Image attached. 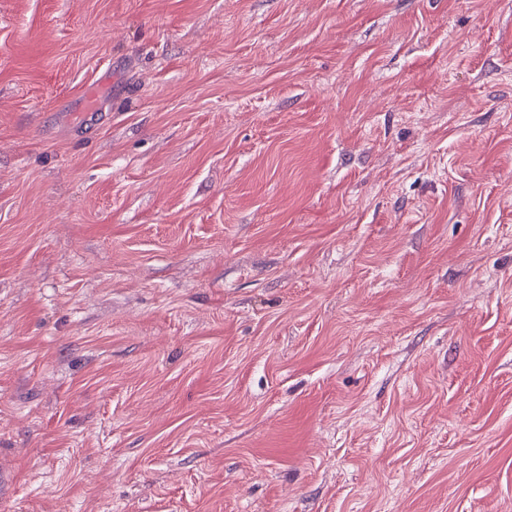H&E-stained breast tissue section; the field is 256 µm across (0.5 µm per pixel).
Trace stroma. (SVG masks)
<instances>
[{
    "label": "stroma",
    "mask_w": 512,
    "mask_h": 512,
    "mask_svg": "<svg viewBox=\"0 0 512 512\" xmlns=\"http://www.w3.org/2000/svg\"><path fill=\"white\" fill-rule=\"evenodd\" d=\"M1 471L512 512V0H0Z\"/></svg>",
    "instance_id": "obj_1"
}]
</instances>
